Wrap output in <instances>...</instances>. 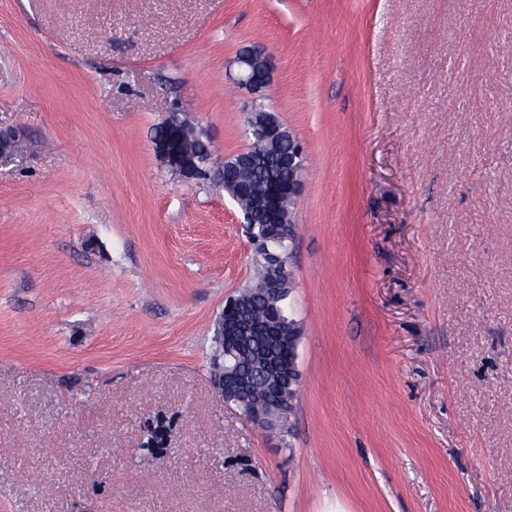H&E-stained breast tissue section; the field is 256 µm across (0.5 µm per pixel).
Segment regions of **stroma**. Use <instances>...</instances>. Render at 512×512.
<instances>
[{
  "label": "stroma",
  "instance_id": "35a3bbf8",
  "mask_svg": "<svg viewBox=\"0 0 512 512\" xmlns=\"http://www.w3.org/2000/svg\"><path fill=\"white\" fill-rule=\"evenodd\" d=\"M305 149L289 428L225 404L243 47ZM0 512H512V0H0ZM163 452L146 449L156 423ZM184 124L195 127L197 129V134L192 137H187L183 132ZM178 129L180 130L179 143L181 150L184 152V154L193 158L197 163L207 167V163L211 155V152L209 144L206 140L207 135L205 131L199 126L181 120L178 124ZM155 152L161 162L177 174L184 181L205 179L210 176L209 172L194 162L179 157L172 148L169 141L157 140L154 142Z\"/></svg>",
  "mask_w": 512,
  "mask_h": 512
}]
</instances>
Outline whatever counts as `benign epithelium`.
<instances>
[{
    "instance_id": "obj_1",
    "label": "benign epithelium",
    "mask_w": 512,
    "mask_h": 512,
    "mask_svg": "<svg viewBox=\"0 0 512 512\" xmlns=\"http://www.w3.org/2000/svg\"><path fill=\"white\" fill-rule=\"evenodd\" d=\"M238 67L237 83L250 94L258 97L263 95L271 82V65L269 56L251 48L241 49L234 59ZM265 120L258 125L251 124L255 113L248 117V131L255 132L261 140L270 144L288 143V155L280 165V177L270 186L263 206L271 213V223L282 237L293 241L296 232L293 213L283 212L279 208L280 198L284 195L290 199H297L303 189V174L305 169L304 148L298 137L285 127L275 113L264 111ZM155 152L161 162L177 174L184 181L205 179L209 172L197 164L179 157L170 142L158 140L154 142ZM251 214L244 213V222L247 223L248 234L253 245L254 256H261L265 260L266 275L261 288L257 292L267 299L278 300L281 295L282 280L288 277V257L274 252L269 248V236H259L255 233V225L250 223ZM251 333L259 336L288 337V345L292 351H297L301 328L296 321L288 323V329H283L280 323L277 306L263 323L251 325L240 311L239 298L234 296L224 304V321L220 323L219 340L224 347V371H216L214 385L224 397L227 404L239 405L247 401L248 380L245 375L236 379L225 378V371L239 368L240 341L243 335ZM268 378L278 381L286 401L272 405L264 410H254L246 414V419L268 430H282L286 427L300 385L301 376L297 369L296 359L288 362V373L280 371V366L270 364L267 367Z\"/></svg>"
}]
</instances>
